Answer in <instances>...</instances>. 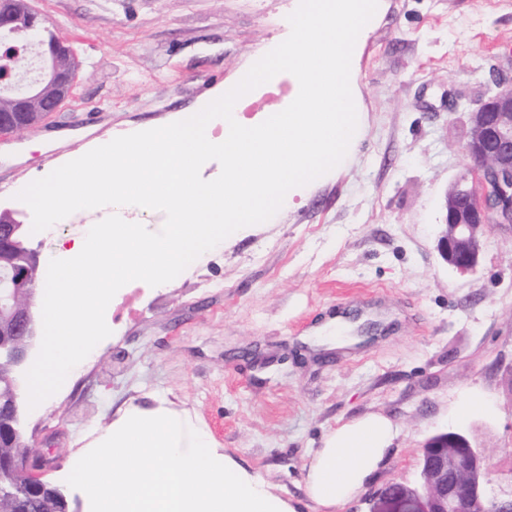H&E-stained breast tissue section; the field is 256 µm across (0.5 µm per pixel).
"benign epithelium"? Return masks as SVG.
<instances>
[{
    "instance_id": "benign-epithelium-1",
    "label": "benign epithelium",
    "mask_w": 512,
    "mask_h": 512,
    "mask_svg": "<svg viewBox=\"0 0 512 512\" xmlns=\"http://www.w3.org/2000/svg\"><path fill=\"white\" fill-rule=\"evenodd\" d=\"M46 19L30 0H0V33L20 34L19 45L6 44L0 54L8 58L28 51L32 68L15 75L9 67L0 71V82L21 85L11 103L0 108V133L22 134L58 111L73 92L77 57L66 40L51 51L43 49L39 35ZM470 126L465 153L475 175L472 183H455L442 205L443 222L436 250L441 260L460 275L477 271L484 249L483 231L502 211V225L512 228V84L489 97L468 113ZM10 223L0 226V251L23 245L24 224L17 212L5 208L0 215ZM27 270L12 263L0 276V358L15 365L27 360L33 345L30 307L18 298L33 292ZM19 415L11 401L0 405V437L17 434L13 422ZM421 482L413 486L392 483L377 493L379 503L371 512H512V477L508 486L492 490V470L484 452L459 433L446 431L427 438L420 448Z\"/></svg>"
}]
</instances>
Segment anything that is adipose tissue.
Masks as SVG:
<instances>
[{
	"instance_id": "1",
	"label": "adipose tissue",
	"mask_w": 512,
	"mask_h": 512,
	"mask_svg": "<svg viewBox=\"0 0 512 512\" xmlns=\"http://www.w3.org/2000/svg\"><path fill=\"white\" fill-rule=\"evenodd\" d=\"M391 438V423L378 417L337 428L324 439L308 465L310 497L326 507L348 502L365 488L383 461Z\"/></svg>"
}]
</instances>
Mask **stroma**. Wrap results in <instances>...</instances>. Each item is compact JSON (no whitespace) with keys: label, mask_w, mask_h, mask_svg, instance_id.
I'll list each match as a JSON object with an SVG mask.
<instances>
[{"label":"stroma","mask_w":512,"mask_h":512,"mask_svg":"<svg viewBox=\"0 0 512 512\" xmlns=\"http://www.w3.org/2000/svg\"><path fill=\"white\" fill-rule=\"evenodd\" d=\"M299 0H32L78 50L75 96L42 124L0 138V206L31 224L16 195L83 146L163 126L233 87L288 36ZM354 66L362 131L348 160L241 228L174 280L123 286L101 341L46 407L20 409L31 453L66 478L89 432L129 403L160 397L197 413L227 457L292 512H369L375 493L419 475V448L459 430L512 470V230L490 227L478 273L436 250L441 203L468 165L467 114L512 75V0H383ZM299 91L278 74L244 96L236 120L262 122ZM107 210H80L25 244L47 269L58 236ZM354 348L305 337L337 311ZM380 415L390 451L365 490L329 509L305 466L326 434Z\"/></svg>","instance_id":"1"}]
</instances>
